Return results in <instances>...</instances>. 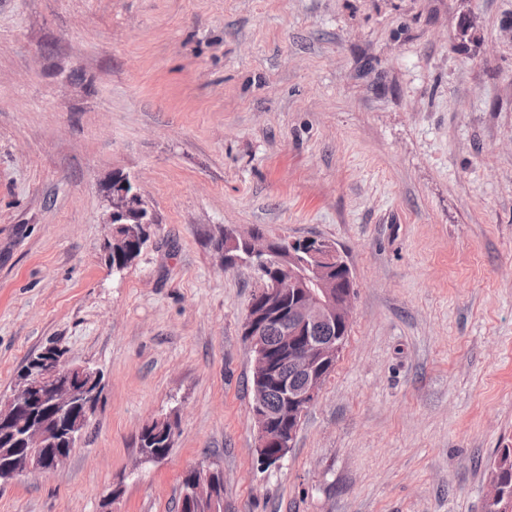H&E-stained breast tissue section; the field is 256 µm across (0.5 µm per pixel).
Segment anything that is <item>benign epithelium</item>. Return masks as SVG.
Masks as SVG:
<instances>
[{
	"mask_svg": "<svg viewBox=\"0 0 512 512\" xmlns=\"http://www.w3.org/2000/svg\"><path fill=\"white\" fill-rule=\"evenodd\" d=\"M109 224H152L154 218L132 183L112 181L107 191ZM228 238L215 248L224 268L239 258L229 251L240 243L257 262L274 259L279 272L260 278V290L250 305L245 332L254 356L252 414L257 431V451L265 465L280 462L294 446L303 413L314 405L342 349L339 338L350 323L354 288L343 287L335 275L349 268L337 246L326 240L291 243L288 253L272 250L271 239L251 231L224 229ZM288 322L278 351L267 347L264 336L275 324ZM292 363L303 384L292 385L283 365ZM280 391L279 410L265 405L269 389ZM100 373L75 364L54 346L45 348L16 379L11 392L0 398V421L13 422L27 415L21 427V448H0V478L14 480L56 470L71 455L102 397ZM209 501L210 512H224V475L199 464L182 477L180 503L184 510L193 500Z\"/></svg>",
	"mask_w": 512,
	"mask_h": 512,
	"instance_id": "7a95c632",
	"label": "benign epithelium"
}]
</instances>
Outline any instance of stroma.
Wrapping results in <instances>:
<instances>
[{
    "instance_id": "obj_1",
    "label": "stroma",
    "mask_w": 512,
    "mask_h": 512,
    "mask_svg": "<svg viewBox=\"0 0 512 512\" xmlns=\"http://www.w3.org/2000/svg\"><path fill=\"white\" fill-rule=\"evenodd\" d=\"M117 174L155 215L120 272ZM227 226L331 241L354 279L336 366L266 468L258 282L222 267ZM53 341L101 402L0 512H179L200 462L224 512H483L512 448V0H0V395ZM168 415L169 455L139 464Z\"/></svg>"
}]
</instances>
